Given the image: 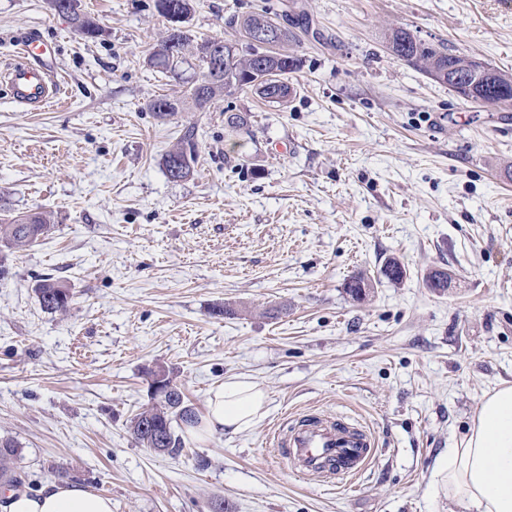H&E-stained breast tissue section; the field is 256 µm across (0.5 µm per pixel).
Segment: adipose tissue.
<instances>
[{
  "mask_svg": "<svg viewBox=\"0 0 512 512\" xmlns=\"http://www.w3.org/2000/svg\"><path fill=\"white\" fill-rule=\"evenodd\" d=\"M267 394L246 375H232L212 389L191 437L236 434L262 417ZM431 493L462 512H512V383L486 392L458 444L437 458ZM0 512H112L110 497L73 481L46 483L36 494L0 490Z\"/></svg>",
  "mask_w": 512,
  "mask_h": 512,
  "instance_id": "ef3b65f1",
  "label": "adipose tissue"
}]
</instances>
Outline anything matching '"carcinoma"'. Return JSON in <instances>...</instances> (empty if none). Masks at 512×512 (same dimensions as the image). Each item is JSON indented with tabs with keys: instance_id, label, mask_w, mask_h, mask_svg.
<instances>
[{
	"instance_id": "carcinoma-1",
	"label": "carcinoma",
	"mask_w": 512,
	"mask_h": 512,
	"mask_svg": "<svg viewBox=\"0 0 512 512\" xmlns=\"http://www.w3.org/2000/svg\"><path fill=\"white\" fill-rule=\"evenodd\" d=\"M167 2L177 5L184 18L172 21L166 10ZM154 6L159 15L169 22V27L166 36L149 54L147 63L166 74L180 78L181 65L188 63L186 52H191L197 64L188 80L187 98L195 108L204 109L216 98L243 88L253 90L268 103L273 102L263 84L256 85L248 79L249 73L265 72L273 63L278 64V81L285 89L283 99L276 101V104H288L292 93L288 74L298 68V59L285 49L288 42L295 39L294 32L287 26L280 23L268 26L263 31V37L254 43L250 41V36L253 29L259 27L261 15L230 16L227 24L239 29L247 39L246 50L242 54L236 45L221 39L193 38L184 23L194 10V0H154ZM384 41L393 58L427 75L433 77L436 71L449 68L459 77L458 85L471 82V62L468 56L448 53L415 37L403 27L387 29ZM485 80L481 91L486 102L503 108L512 106L506 102V99H512V73L489 65L486 68ZM151 110L160 118L172 116L179 110V102L159 97L151 103ZM224 126L232 132L248 129L249 113H224ZM194 138V129H187L180 138L179 145L164 155L163 168L168 178L176 181L180 177L186 179L193 174L196 160ZM53 228L49 216L43 212H9L0 217V244L8 249L24 251L47 236ZM35 293L44 310L50 313H64L68 310L71 293L64 283L50 276L43 277L36 284ZM151 375L162 377L171 386V391L164 398L152 399L151 403L132 418L130 434L144 448H160L164 453H173L180 449V439L175 436L173 424L193 421L195 412L185 404L180 385L165 367H157L151 371ZM22 460L23 449L13 439L1 438V485L17 486L21 483Z\"/></svg>"
}]
</instances>
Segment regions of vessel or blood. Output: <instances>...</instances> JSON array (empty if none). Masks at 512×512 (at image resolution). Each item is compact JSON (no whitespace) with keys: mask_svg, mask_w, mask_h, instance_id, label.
Masks as SVG:
<instances>
[{"mask_svg":"<svg viewBox=\"0 0 512 512\" xmlns=\"http://www.w3.org/2000/svg\"><path fill=\"white\" fill-rule=\"evenodd\" d=\"M18 55L0 71L14 102L31 108L50 103L59 92L50 66L51 48L32 39L20 44ZM276 446L298 473L328 481L353 478L364 471L372 460L373 442L355 422L316 416L294 420L277 436Z\"/></svg>","mask_w":512,"mask_h":512,"instance_id":"1","label":"vessel or blood"}]
</instances>
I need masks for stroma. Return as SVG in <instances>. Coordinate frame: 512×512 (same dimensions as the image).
Masks as SVG:
<instances>
[{"label": "stroma", "instance_id": "1", "mask_svg": "<svg viewBox=\"0 0 512 512\" xmlns=\"http://www.w3.org/2000/svg\"><path fill=\"white\" fill-rule=\"evenodd\" d=\"M78 9L101 35L47 0H0V64L52 43L63 99L29 111L0 81V207L55 223L28 251L0 246V435L24 450L26 493L61 466L112 512H448L434 462L512 382V108L465 101L383 33L512 72V0H197L192 34L229 42L230 15H303L300 67L287 105L243 89L165 120L151 103L187 85L146 63L167 26L154 0ZM228 110L250 113L247 134L226 136ZM188 126L195 171L173 181L162 157ZM390 259L400 283L380 273ZM433 268L447 291L427 287ZM47 275L67 314L41 308ZM157 366L200 415L213 386L251 376L265 414L204 441L176 426L174 453L141 447L128 426ZM302 414L371 434L354 483L280 463L271 433ZM34 290L44 310L50 313H65L68 310L71 293L64 283L47 276L39 279Z\"/></svg>", "mask_w": 512, "mask_h": 512}]
</instances>
